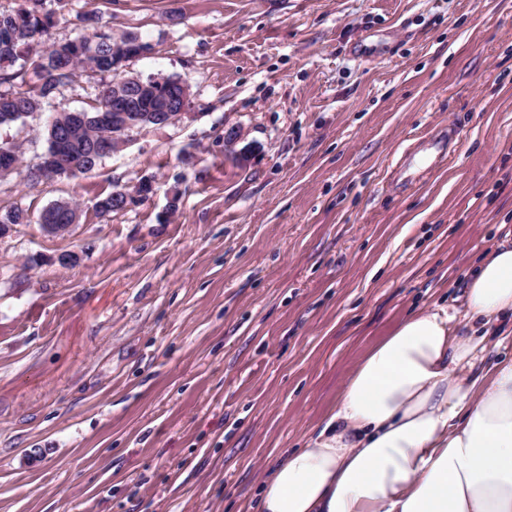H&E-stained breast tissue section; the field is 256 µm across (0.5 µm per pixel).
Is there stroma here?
<instances>
[{
    "label": "stroma",
    "mask_w": 512,
    "mask_h": 512,
    "mask_svg": "<svg viewBox=\"0 0 512 512\" xmlns=\"http://www.w3.org/2000/svg\"><path fill=\"white\" fill-rule=\"evenodd\" d=\"M91 12L192 105L91 172L0 181V212L82 210L0 238V512H251L512 224V0H67L53 40ZM69 202H56L48 207L52 209L53 215H54V222L55 224H47L49 221L46 219L48 216L47 214H44V216L41 219V227L42 229L48 233V234H64L71 230L73 224H75L78 221L79 218V212L73 211V223L70 224L72 220L71 211L68 208Z\"/></svg>",
    "instance_id": "obj_1"
}]
</instances>
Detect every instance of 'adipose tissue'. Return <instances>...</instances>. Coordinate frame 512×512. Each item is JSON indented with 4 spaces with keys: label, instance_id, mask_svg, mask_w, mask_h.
<instances>
[{
    "label": "adipose tissue",
    "instance_id": "adipose-tissue-1",
    "mask_svg": "<svg viewBox=\"0 0 512 512\" xmlns=\"http://www.w3.org/2000/svg\"><path fill=\"white\" fill-rule=\"evenodd\" d=\"M512 240L465 285L462 313H410L362 355L306 447L278 461L255 512H512Z\"/></svg>",
    "mask_w": 512,
    "mask_h": 512
}]
</instances>
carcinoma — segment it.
<instances>
[{
    "instance_id": "cac0c4a2",
    "label": "carcinoma",
    "mask_w": 512,
    "mask_h": 512,
    "mask_svg": "<svg viewBox=\"0 0 512 512\" xmlns=\"http://www.w3.org/2000/svg\"><path fill=\"white\" fill-rule=\"evenodd\" d=\"M55 11L46 0H23L20 7L0 11V126L22 118V113L39 112L52 104L60 86L78 75L75 63L100 77L94 99L80 110L83 119L72 123L68 135L58 141L67 165L83 167L96 161V147L106 131L97 116L112 104V94L122 95L129 112L146 114L151 105L143 101L139 83L124 76L126 63L151 50V45L128 33L119 40L105 30L101 18L91 14L83 19L85 33L66 42L49 41ZM176 77H166L155 86L165 92L177 111L180 101ZM27 210L13 207L0 213L1 224H26Z\"/></svg>"
}]
</instances>
